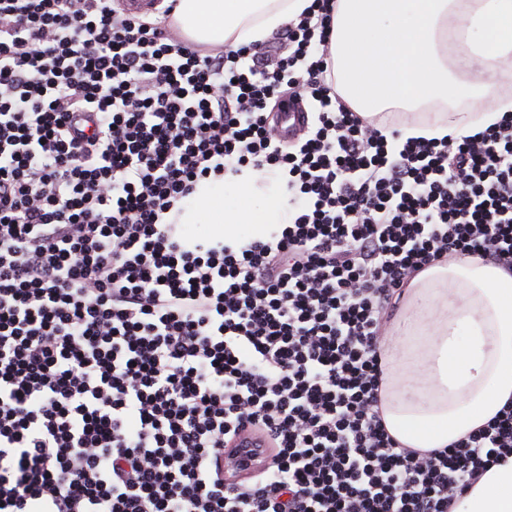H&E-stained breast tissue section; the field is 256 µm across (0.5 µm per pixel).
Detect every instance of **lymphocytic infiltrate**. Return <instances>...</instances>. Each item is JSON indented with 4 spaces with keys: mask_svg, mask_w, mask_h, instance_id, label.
Wrapping results in <instances>:
<instances>
[{
    "mask_svg": "<svg viewBox=\"0 0 512 512\" xmlns=\"http://www.w3.org/2000/svg\"><path fill=\"white\" fill-rule=\"evenodd\" d=\"M333 4L209 48L112 0H0V512H452L512 454L511 405L430 452L378 406L414 277L512 274V113L440 138L363 118ZM229 166L283 171L292 224L187 245L166 214ZM246 431L269 463L239 481Z\"/></svg>",
    "mask_w": 512,
    "mask_h": 512,
    "instance_id": "1",
    "label": "lymphocytic infiltrate"
}]
</instances>
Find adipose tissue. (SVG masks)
I'll use <instances>...</instances> for the list:
<instances>
[{
	"instance_id": "1",
	"label": "adipose tissue",
	"mask_w": 512,
	"mask_h": 512,
	"mask_svg": "<svg viewBox=\"0 0 512 512\" xmlns=\"http://www.w3.org/2000/svg\"><path fill=\"white\" fill-rule=\"evenodd\" d=\"M311 0H178L174 17L192 41L210 46L260 44L310 6ZM512 23V0H336L331 53L336 89L370 117L388 108L445 104L407 128L427 138L469 135L499 120L512 60V35L480 40L491 24ZM493 59L483 79L453 71L457 48ZM183 224L238 246L266 238L292 219L279 171L199 180L179 202ZM404 316L390 330L381 393L387 431L409 448L446 447L485 425L512 402V276L461 258L431 267L406 292ZM455 512H512V457L484 473Z\"/></svg>"
}]
</instances>
